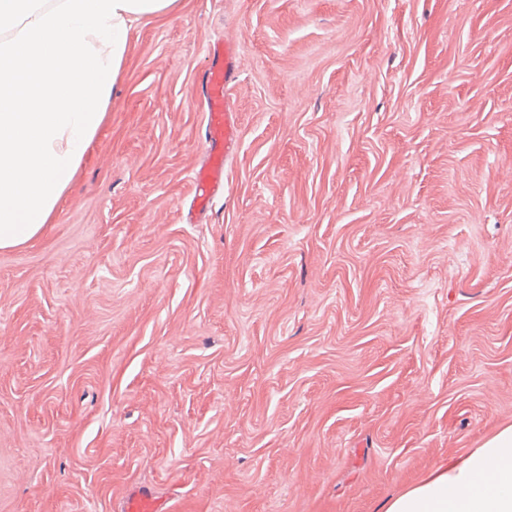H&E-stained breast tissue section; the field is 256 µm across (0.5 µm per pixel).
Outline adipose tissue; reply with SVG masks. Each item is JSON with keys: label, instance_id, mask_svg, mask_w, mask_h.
Listing matches in <instances>:
<instances>
[{"label": "adipose tissue", "instance_id": "obj_1", "mask_svg": "<svg viewBox=\"0 0 512 512\" xmlns=\"http://www.w3.org/2000/svg\"><path fill=\"white\" fill-rule=\"evenodd\" d=\"M177 0H0V250L39 235L110 101L133 19ZM385 512H512V426Z\"/></svg>", "mask_w": 512, "mask_h": 512}]
</instances>
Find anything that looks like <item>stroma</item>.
<instances>
[{
	"instance_id": "1",
	"label": "stroma",
	"mask_w": 512,
	"mask_h": 512,
	"mask_svg": "<svg viewBox=\"0 0 512 512\" xmlns=\"http://www.w3.org/2000/svg\"><path fill=\"white\" fill-rule=\"evenodd\" d=\"M240 144L187 223L209 46ZM512 426V0H178L0 251V512H384ZM162 504L148 489L131 490L121 502V512H162Z\"/></svg>"
}]
</instances>
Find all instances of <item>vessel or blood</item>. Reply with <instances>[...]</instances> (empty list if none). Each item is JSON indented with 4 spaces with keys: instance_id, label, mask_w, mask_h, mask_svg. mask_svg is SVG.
Segmentation results:
<instances>
[{
    "instance_id": "b4317fda",
    "label": "vessel or blood",
    "mask_w": 512,
    "mask_h": 512,
    "mask_svg": "<svg viewBox=\"0 0 512 512\" xmlns=\"http://www.w3.org/2000/svg\"><path fill=\"white\" fill-rule=\"evenodd\" d=\"M211 66L204 74L203 106L206 135L203 150L207 162L193 171L192 205L197 212L212 208L224 189V170L239 147L240 132L228 93L240 69L238 45L227 39L210 48ZM120 512H162L158 498L149 490L135 489L122 500Z\"/></svg>"
}]
</instances>
